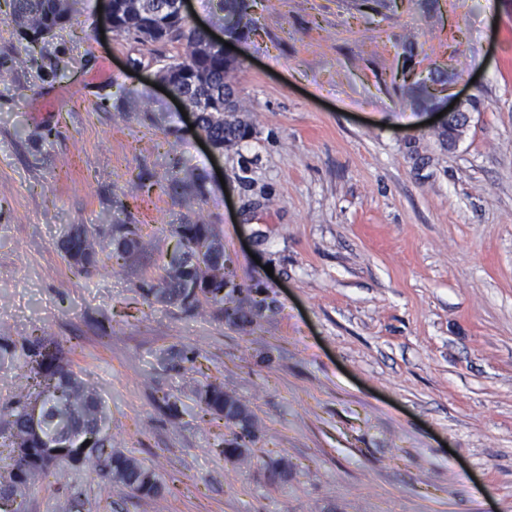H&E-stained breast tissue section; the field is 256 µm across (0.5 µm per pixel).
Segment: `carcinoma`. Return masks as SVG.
I'll list each match as a JSON object with an SVG mask.
<instances>
[{"label":"carcinoma","mask_w":512,"mask_h":512,"mask_svg":"<svg viewBox=\"0 0 512 512\" xmlns=\"http://www.w3.org/2000/svg\"><path fill=\"white\" fill-rule=\"evenodd\" d=\"M223 13L224 32L240 36L248 27L243 0H218ZM9 20L32 43L43 41L68 19L70 0H10ZM204 34L186 28V22L174 23L155 34L152 41L178 42L183 55L173 61L177 66L193 64L207 73L203 83H182L177 89L204 103L197 113L200 129L214 142L231 147L247 135V128L233 123H219L212 110L224 107V94H233L231 87L234 64L220 54L200 58L196 47ZM464 115L451 118L439 132L443 141L458 139L463 133ZM172 234L181 246L179 255L163 266L160 282L143 289L147 297L159 302L178 303L191 314L208 306L224 321L241 331L252 327L263 313L242 300H225L224 280L215 271L224 267V244L211 224L203 222L177 224ZM112 244L120 255L133 254L148 248L140 230L127 224L112 225ZM105 248L100 235L79 229L67 237L64 251L69 263L79 272H87L99 261ZM24 370L20 374L17 393L0 405V447L9 449V463L0 472V512H24L26 491L40 480L51 476L56 484L69 490L68 496L56 503L57 512H73L83 493L70 486L69 467L88 464L107 488L148 499L162 496L163 484L157 470L137 458L112 448L108 432L109 414L98 393L85 383L65 359L61 346L42 336H32L23 346ZM41 402L40 417L33 421L28 405ZM194 402L205 413L232 422L245 421L239 441L224 448L228 459L247 457L244 441L253 440L259 431L258 422L248 406L224 385L209 382L196 387ZM94 438L86 450L76 442Z\"/></svg>","instance_id":"obj_1"}]
</instances>
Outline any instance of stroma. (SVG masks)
Instances as JSON below:
<instances>
[{
	"mask_svg": "<svg viewBox=\"0 0 512 512\" xmlns=\"http://www.w3.org/2000/svg\"><path fill=\"white\" fill-rule=\"evenodd\" d=\"M106 2L33 45L0 0V335L61 343L113 446L163 482L112 497L77 466L80 512H512V0H245L249 132L221 154L154 86L180 44L114 33ZM422 81L432 106L410 103ZM455 98L448 151L432 111ZM117 218L151 250L71 267L64 236ZM197 219L265 293L251 331L141 294ZM170 347L194 354L183 373ZM215 381L260 424L246 460L193 401ZM459 113L460 115L453 116ZM461 113L466 115L461 105H455L452 109H449V111H447L441 118L438 119L437 127L441 129L445 127L441 132H439V138L442 139V142H448V139H459L461 137L465 127V124L461 122L464 119V115ZM450 118L451 120L448 124V120Z\"/></svg>",
	"mask_w": 512,
	"mask_h": 512,
	"instance_id": "stroma-1",
	"label": "stroma"
}]
</instances>
